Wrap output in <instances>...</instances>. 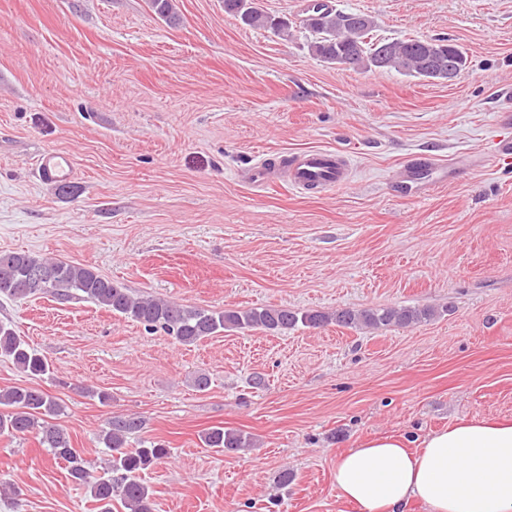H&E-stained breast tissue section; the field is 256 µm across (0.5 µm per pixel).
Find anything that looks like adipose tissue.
<instances>
[{
	"mask_svg": "<svg viewBox=\"0 0 512 512\" xmlns=\"http://www.w3.org/2000/svg\"><path fill=\"white\" fill-rule=\"evenodd\" d=\"M337 497L355 512H512V422L464 420L419 450L386 435L345 449L333 467Z\"/></svg>",
	"mask_w": 512,
	"mask_h": 512,
	"instance_id": "ef3b65f1",
	"label": "adipose tissue"
}]
</instances>
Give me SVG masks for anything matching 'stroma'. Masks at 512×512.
<instances>
[{
	"label": "stroma",
	"mask_w": 512,
	"mask_h": 512,
	"mask_svg": "<svg viewBox=\"0 0 512 512\" xmlns=\"http://www.w3.org/2000/svg\"><path fill=\"white\" fill-rule=\"evenodd\" d=\"M257 2L290 36L242 25L224 0H178L176 28L147 0H0V251L213 310L441 311L183 346L86 300L1 297L0 321L49 362L39 385L94 469L117 414L169 445L142 474L153 512H354L332 485L342 450L512 419V168L485 162L512 105V0H331L384 38L451 39L468 62L450 83L323 62L299 26L305 0ZM312 149L346 151L350 182L311 193L241 178ZM52 150L74 156L62 187L36 175ZM414 155L448 168L422 195L392 182ZM214 426L253 447H203ZM0 512L96 504L34 436H0Z\"/></svg>",
	"instance_id": "stroma-1"
}]
</instances>
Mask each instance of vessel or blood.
I'll use <instances>...</instances> for the list:
<instances>
[{"mask_svg": "<svg viewBox=\"0 0 512 512\" xmlns=\"http://www.w3.org/2000/svg\"><path fill=\"white\" fill-rule=\"evenodd\" d=\"M351 172L349 156L339 150H309L298 155L288 167L287 181L296 188L324 192L345 186ZM71 154L44 152L37 164L41 181L64 185L75 176Z\"/></svg>", "mask_w": 512, "mask_h": 512, "instance_id": "b4317fda", "label": "vessel or blood"}]
</instances>
